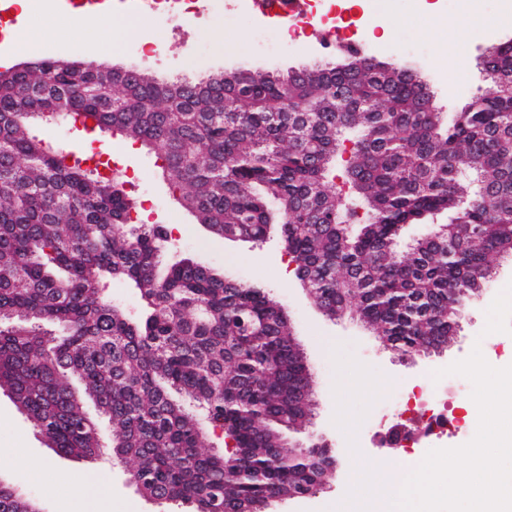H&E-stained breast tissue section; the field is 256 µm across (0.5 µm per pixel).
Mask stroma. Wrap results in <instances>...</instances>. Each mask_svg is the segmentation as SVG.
Segmentation results:
<instances>
[{
    "label": "stroma",
    "mask_w": 512,
    "mask_h": 512,
    "mask_svg": "<svg viewBox=\"0 0 512 512\" xmlns=\"http://www.w3.org/2000/svg\"><path fill=\"white\" fill-rule=\"evenodd\" d=\"M369 40L383 44L379 57L404 61L423 75L439 72L442 84L434 86L435 101L443 111L454 112L472 96L483 92L488 80L479 64L485 41L454 38L451 30L433 20L453 14L452 0H360ZM16 31L34 32L52 27V42L34 46L30 59L68 58L117 68L131 66L161 78H197L225 67L260 66L285 71L337 53V40L308 36L303 46L269 58L254 49L257 13H225L215 7L171 33L147 12L139 18L143 32L163 44L161 58H146L129 45L108 53L86 48L80 24L83 11L65 8L59 0H43L41 10L16 11ZM14 55L13 63H21ZM34 135L68 149H91L109 154L124 188L137 208L148 209L147 223L163 224L166 239L159 243L162 266L190 258L225 268L239 279L264 288L285 306L294 337L304 351L313 374V418L300 441L315 438L336 455L333 478L316 494L278 502L274 512H336L351 479L373 465L412 461L417 453H395L387 443L393 428L410 427L421 417L419 408L398 409L394 401L405 385L421 386L437 369L449 366L480 348L489 364H512V335L486 333L487 310L500 287L512 282V257L495 262L486 288L461 309L459 331L446 352L402 359L385 349L371 331L348 317L331 320L313 305L294 274V266L281 248L277 232L260 244L212 237L194 216L183 209L178 194L161 176L160 151L133 144L109 131L82 133L69 123H32ZM129 467L117 464L111 454L95 460L57 456L40 440L6 392L0 390V480L35 499L42 512H157L129 483Z\"/></svg>",
    "instance_id": "1"
}]
</instances>
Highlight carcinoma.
Listing matches in <instances>:
<instances>
[{
	"instance_id": "obj_1",
	"label": "carcinoma",
	"mask_w": 512,
	"mask_h": 512,
	"mask_svg": "<svg viewBox=\"0 0 512 512\" xmlns=\"http://www.w3.org/2000/svg\"><path fill=\"white\" fill-rule=\"evenodd\" d=\"M482 65L491 87L451 115L412 68L359 55L197 83L56 58L0 73V390L47 447L77 459L100 450L92 401L153 502L248 512L322 488L334 455L283 438L312 413L284 305L192 259L159 273L163 227L131 224L121 176L83 167L29 123L78 116L159 148L197 223L253 243L280 225L316 306L356 317L401 358L439 355L494 259L512 256V40ZM341 158L362 212L334 183ZM445 213L397 248L405 226ZM110 279L137 288L138 315L105 297ZM199 409L232 447L205 450ZM37 509L0 482V512Z\"/></svg>"
}]
</instances>
